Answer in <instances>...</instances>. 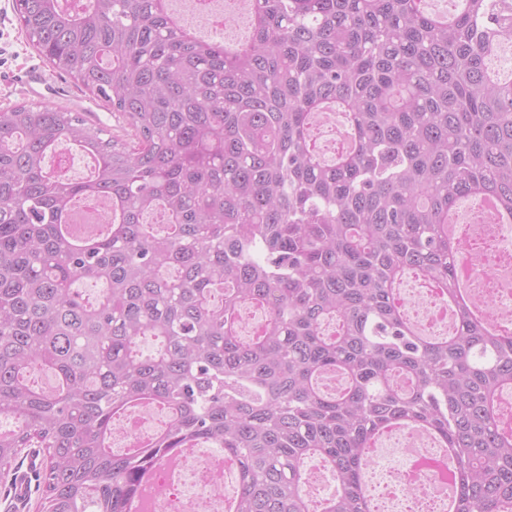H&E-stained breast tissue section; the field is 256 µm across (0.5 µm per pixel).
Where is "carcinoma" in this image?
I'll return each mask as SVG.
<instances>
[{
    "label": "carcinoma",
    "instance_id": "obj_1",
    "mask_svg": "<svg viewBox=\"0 0 512 512\" xmlns=\"http://www.w3.org/2000/svg\"><path fill=\"white\" fill-rule=\"evenodd\" d=\"M424 2L251 0L228 49L170 0H15L40 56L128 129L0 110V475L45 449L43 512H136L144 476L206 442L238 462L232 512H367V454L396 423L449 451L454 512H512V329L469 300L432 334L399 293L407 274L452 292L462 200L512 213V79L489 69L512 0ZM323 112L344 117L330 161ZM63 145L94 158L86 180L46 167ZM96 199L109 221L87 245L62 218ZM252 305L267 319L245 338ZM145 403L169 424L113 452ZM312 459L336 482L319 500Z\"/></svg>",
    "mask_w": 512,
    "mask_h": 512
}]
</instances>
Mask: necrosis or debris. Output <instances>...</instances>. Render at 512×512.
I'll use <instances>...</instances> for the list:
<instances>
[{"label":"necrosis or debris","instance_id":"necrosis-or-debris-1","mask_svg":"<svg viewBox=\"0 0 512 512\" xmlns=\"http://www.w3.org/2000/svg\"><path fill=\"white\" fill-rule=\"evenodd\" d=\"M457 236L466 271L477 297L484 300L485 319L512 324V224L493 223L483 212H472L460 223ZM415 324L438 333L449 332L453 316L443 307L427 280L402 291ZM167 418L159 408L137 409L134 423L112 431L113 441L129 446L134 438L159 431ZM382 497L379 512H441L447 490L437 475L421 471L410 461L383 469L371 463L366 471ZM233 462L222 455L203 454L189 448L154 469V486L162 492L151 512H226L228 482L235 480Z\"/></svg>","mask_w":512,"mask_h":512}]
</instances>
